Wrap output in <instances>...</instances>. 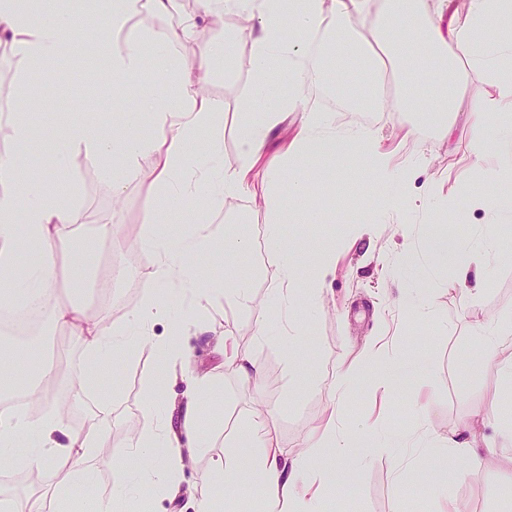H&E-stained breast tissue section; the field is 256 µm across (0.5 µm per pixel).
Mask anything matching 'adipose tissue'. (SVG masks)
<instances>
[{
    "mask_svg": "<svg viewBox=\"0 0 512 512\" xmlns=\"http://www.w3.org/2000/svg\"><path fill=\"white\" fill-rule=\"evenodd\" d=\"M299 2L301 11L285 13L275 0H199L198 15L181 26V38L187 42L194 39L199 23L223 25L230 12L243 10L254 20L235 34L251 46L252 82L239 115L238 163L228 169L222 161L223 106L203 92L204 75L173 53L165 38L133 23L144 12L172 14L178 0H0V41L33 71L48 59L80 65L88 36L77 27L75 15L98 19L97 46L106 60L99 78L130 104L123 124L109 132L84 119L74 121L56 144V173L67 171L76 148L94 160L115 157L106 172L113 197H121L129 183L147 174L162 205L171 212H189L194 223L191 234L179 236L166 228L146 227L143 243L155 253L156 265L144 285L142 302L122 325L112 327L89 318L77 301L51 309L52 321L78 336L85 347L88 371L83 387L93 385L94 369L107 366L115 355L132 358L160 321L166 322L169 332L168 339L156 345L165 372L183 360L171 339L199 321L201 302L211 294L203 262L219 244L228 264L251 248L246 238L225 240L223 225L212 223L209 209L246 194L261 163L288 174L287 183L272 198L273 216L265 230L266 245L280 260L272 285L277 300L274 319L318 312L325 272L335 256L329 251L318 254L309 279L297 283L283 231L285 215L310 208L315 199L304 169L315 156L343 154L359 163L368 182L385 186L408 184L415 169L386 149L371 128H341L334 113L306 107L311 83L332 68L331 47H341L365 62L382 53L401 72L405 96L390 102L371 98L370 107L379 112H423L447 120L459 110L463 74L481 75L497 96L470 102L467 122L473 143L468 162L494 177L512 179V34L500 28L502 21L512 18V0H471L463 15L451 12L452 0H439L431 19L421 18L416 0H385L379 9L372 0ZM274 69L287 72L288 94L272 85L269 75ZM294 115L300 121L290 145L284 153L266 156L271 132ZM146 117L152 120L154 135L140 131ZM203 137L209 147L200 153L195 145ZM22 167L18 157L0 163V305L8 308L14 307L16 297L29 301L57 288L54 252L70 228L84 221L75 193L52 190L42 180H24ZM200 199L205 208L197 207ZM472 202L486 208L490 217L481 242L451 241L439 234L427 240L433 255L454 260L462 286L480 282L493 260L512 253V239L499 230L501 222L512 217V202H490L479 194ZM23 241L36 245L34 256L22 255ZM211 387L209 377L197 378L179 405L164 396L161 385L151 387L145 402L151 421L130 435L126 445L125 457L135 466L118 468L122 496L95 492L98 471L91 460L103 450L98 429L72 431L58 413L1 409L0 463L14 470L61 472L51 488L36 493L30 512H43L46 504L76 496L82 512H123L126 499L136 497L143 484H154L161 492L174 488L184 462L180 434L195 436L197 450L206 449L198 425ZM489 421L490 412L483 408L460 420L458 427L471 434L472 444L466 464H458L456 453L448 455L458 477L477 476L485 452L492 449L498 450L502 469H512V425L488 436L480 428ZM248 440L260 450L254 463L260 512H321V490L331 476L317 471V464L328 454L341 457L358 445L367 456L378 451L363 428L344 432L332 422L309 435L293 455L285 454L260 425L252 426ZM238 481L234 461H215L199 490L197 512H223L222 493Z\"/></svg>",
    "mask_w": 512,
    "mask_h": 512,
    "instance_id": "1",
    "label": "adipose tissue"
}]
</instances>
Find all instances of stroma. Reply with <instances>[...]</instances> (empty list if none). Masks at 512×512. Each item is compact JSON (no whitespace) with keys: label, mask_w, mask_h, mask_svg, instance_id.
Wrapping results in <instances>:
<instances>
[{"label":"stroma","mask_w":512,"mask_h":512,"mask_svg":"<svg viewBox=\"0 0 512 512\" xmlns=\"http://www.w3.org/2000/svg\"><path fill=\"white\" fill-rule=\"evenodd\" d=\"M232 25L198 26L197 47L180 48L188 64L206 73L204 92L224 104L223 164L238 162L237 128L239 110L247 99L251 74L244 65L248 42H238L230 61L203 63L199 48L212 41L228 39ZM21 65L9 45L0 44V160L18 152L28 156L27 173L46 179L48 172L39 160L40 146H53L72 122L70 109L79 105L84 117L106 115L117 122L126 107L111 86L94 84L82 71L63 70L52 63L41 72L39 85L27 88L28 95L43 101L57 93L53 111L41 113L39 144L18 148L11 139L9 115L19 89ZM400 157L419 162L414 180L403 187L405 209L382 219L372 209L370 197L385 195L386 187L366 186L354 161L323 159L319 165L335 172L340 198L328 207L326 216L296 210L285 217L284 229L291 240L299 278H306L315 256L326 249L336 252V264L326 277L324 308L306 318V330L297 340L276 332L258 336L260 319L270 315L274 302L271 285L278 272V258L264 240L268 214L262 200L270 187L269 172L258 165L249 194L227 201L214 210L221 219L227 239L247 238L252 249L225 265L223 251H216L206 264L209 287L226 288L228 280L248 281L249 299L240 304L228 297L211 299L202 313L205 330L189 327L180 339L187 357L165 386L170 400L182 401L191 382L200 375L214 380L210 399L200 416V426L209 441L206 451L186 461L176 494L155 496L153 512H196L195 498L205 473L216 459L237 460L244 480L255 474L250 459L254 449L234 448L231 438L244 436L256 417L257 404H265L262 416L280 446L295 452L300 442L323 427L337 399L346 403L340 427L362 424L391 438L393 445L363 461L325 457L322 470L345 476L349 490L328 484L323 492L324 512H442L447 499L464 501L470 512H507L503 475L496 465H487L480 475L458 478L448 469L444 455H437L433 476L411 479L408 464L419 462L424 447H464L458 430L460 419L475 409L496 403L501 415H512V335L501 337L496 353L481 360L474 341L475 325L512 315V258L495 262L487 282L478 291L461 289L453 280L451 266L434 260L425 249L421 234L447 232L455 228L460 240L478 237L488 215L473 208L470 197L479 193L491 198L506 195V183L472 169L466 161L471 133L463 116L454 119L453 132L424 125L409 113L376 112L368 121ZM74 162L57 186L76 189L87 226L74 227L65 249L57 256L62 271L52 301H80L89 317L108 323L126 320L143 297V284L155 266V257L143 247L144 220L161 212L150 182L129 183L121 198H114L104 175L107 160L83 159L73 151ZM435 194H428L430 183ZM107 223L108 237H89L88 225ZM89 250L94 269L83 287H72L67 276L73 252ZM412 250L415 261L402 267L400 258ZM121 264L127 271L119 282L111 281L109 270ZM233 336L239 354L250 357L263 370L259 386L245 384L235 364L224 357L219 346L224 336ZM46 337L54 348V365L62 382L77 381L84 369L86 353L81 340L61 327H49ZM370 341L382 349L379 364L371 365L345 391L336 385L340 365H356L361 350ZM418 356L421 364L411 377L407 393L377 392L372 378L380 365ZM161 361L153 345H143L134 359L118 358L106 366V382L97 386L94 397L79 396L74 412L65 420L76 431L90 426L101 430L107 457L97 459L100 472L98 493L108 494L113 484V461L124 453L132 432L149 423L144 409L147 384L159 377ZM112 405L110 418L96 417L97 403ZM53 472H16L0 469V494L24 499L33 491L53 485Z\"/></svg>","instance_id":"35a3bbf8"}]
</instances>
